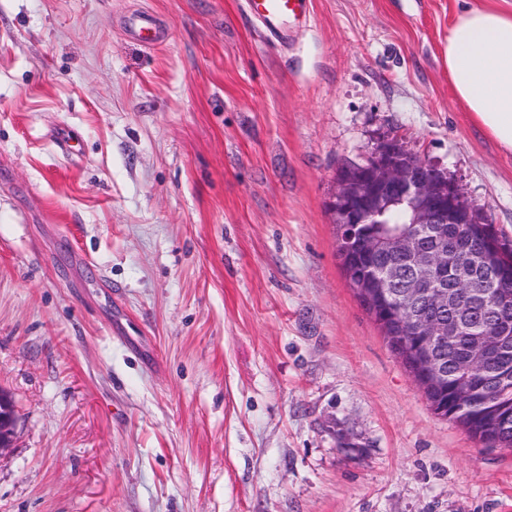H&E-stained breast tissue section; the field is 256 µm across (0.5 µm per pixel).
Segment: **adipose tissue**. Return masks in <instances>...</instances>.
<instances>
[{
  "instance_id": "1",
  "label": "adipose tissue",
  "mask_w": 512,
  "mask_h": 512,
  "mask_svg": "<svg viewBox=\"0 0 512 512\" xmlns=\"http://www.w3.org/2000/svg\"><path fill=\"white\" fill-rule=\"evenodd\" d=\"M448 78L473 123L512 153V12L482 5L448 28Z\"/></svg>"
}]
</instances>
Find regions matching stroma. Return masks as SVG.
<instances>
[{
  "label": "stroma",
  "mask_w": 512,
  "mask_h": 512,
  "mask_svg": "<svg viewBox=\"0 0 512 512\" xmlns=\"http://www.w3.org/2000/svg\"><path fill=\"white\" fill-rule=\"evenodd\" d=\"M464 3L312 0L282 45L241 0H0V512H512V451L431 411L327 209L395 135L512 237ZM130 29L136 38L147 45L155 44L158 39L156 20L151 14H140L133 20Z\"/></svg>",
  "instance_id": "1"
}]
</instances>
